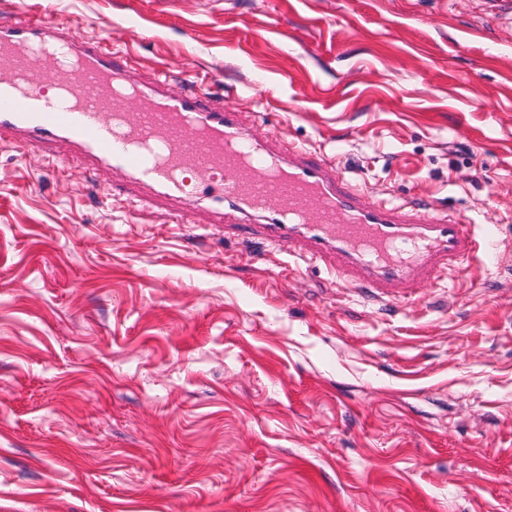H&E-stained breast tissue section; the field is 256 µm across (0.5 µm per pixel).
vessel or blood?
<instances>
[{"label":"vessel or blood","instance_id":"b4317fda","mask_svg":"<svg viewBox=\"0 0 512 512\" xmlns=\"http://www.w3.org/2000/svg\"><path fill=\"white\" fill-rule=\"evenodd\" d=\"M135 57L101 38L70 39L26 10L0 22V143L36 148L90 174L119 170L138 187L179 201L180 222L205 211L228 228L322 265L336 284L396 305L401 293L450 266L497 257L490 227L428 210L423 201L368 203L355 183L304 144L254 138L241 115L210 93L145 84ZM52 74L45 86L44 74Z\"/></svg>","mask_w":512,"mask_h":512}]
</instances>
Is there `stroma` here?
<instances>
[{
    "mask_svg": "<svg viewBox=\"0 0 512 512\" xmlns=\"http://www.w3.org/2000/svg\"><path fill=\"white\" fill-rule=\"evenodd\" d=\"M371 202L495 225L398 308L0 145V512H512V25L481 0H0Z\"/></svg>",
    "mask_w": 512,
    "mask_h": 512,
    "instance_id": "1",
    "label": "stroma"
}]
</instances>
